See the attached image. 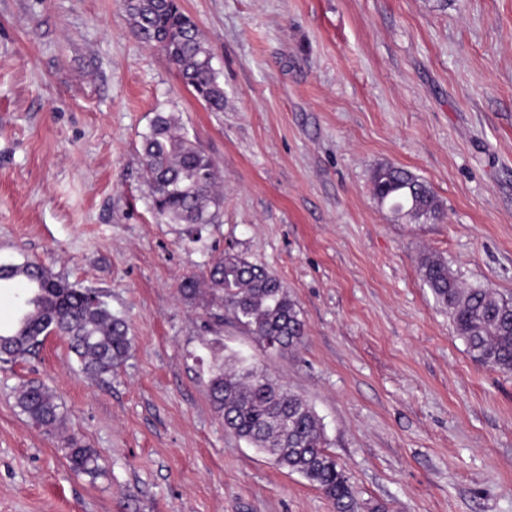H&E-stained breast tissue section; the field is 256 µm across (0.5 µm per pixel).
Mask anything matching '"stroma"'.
<instances>
[{
	"label": "stroma",
	"mask_w": 512,
	"mask_h": 512,
	"mask_svg": "<svg viewBox=\"0 0 512 512\" xmlns=\"http://www.w3.org/2000/svg\"><path fill=\"white\" fill-rule=\"evenodd\" d=\"M213 53L209 111L121 0H0V263L103 291L130 327L125 365L92 383L61 337L0 364V512H335L227 430L211 366L241 353L301 394L363 512H512V374L467 352L419 269L512 296V0H179ZM173 112L215 162L221 221L157 218L140 135ZM422 177L444 215L394 217L371 183ZM232 252L278 276L305 339L262 347L209 314ZM64 425H33L26 383ZM95 448L70 470L62 441ZM16 406L37 426L56 427L65 419L63 406L56 394L44 385L25 386L17 396ZM66 459L72 471L87 474L92 477L100 475L98 453L95 448H90L76 436H70L65 440Z\"/></svg>",
	"instance_id": "35a3bbf8"
}]
</instances>
